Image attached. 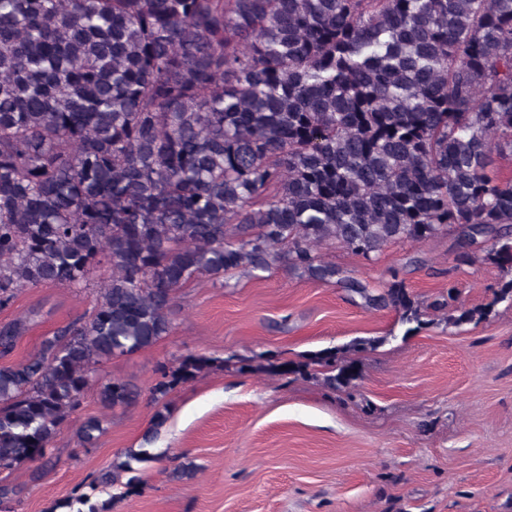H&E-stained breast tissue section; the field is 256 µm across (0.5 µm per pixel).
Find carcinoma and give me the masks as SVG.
<instances>
[{"instance_id":"carcinoma-1","label":"carcinoma","mask_w":512,"mask_h":512,"mask_svg":"<svg viewBox=\"0 0 512 512\" xmlns=\"http://www.w3.org/2000/svg\"><path fill=\"white\" fill-rule=\"evenodd\" d=\"M512 0H0V309L22 288L82 290L104 271L85 320L0 365V474L41 462L99 385L106 408L138 390L98 366L171 330L183 286L281 268L335 283L411 333L512 305V278L486 306L427 304L398 273L384 288L326 260L337 242L367 261L397 242L454 233L461 264L512 275ZM34 316L0 326L9 353ZM355 338L298 359L239 356L269 376L353 396ZM230 359L162 368L143 446L92 489L140 494L178 387ZM103 420L76 431L95 443ZM76 512H110L73 490Z\"/></svg>"}]
</instances>
